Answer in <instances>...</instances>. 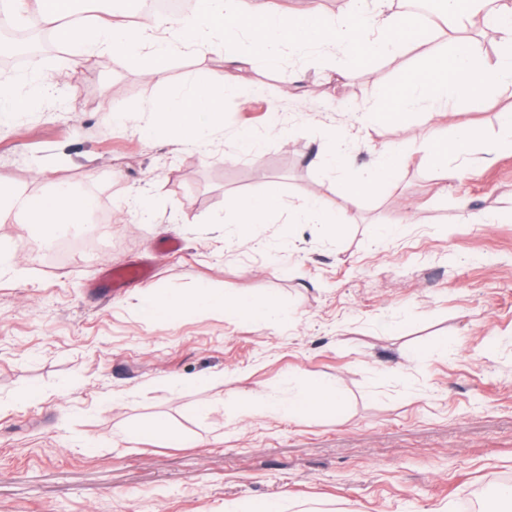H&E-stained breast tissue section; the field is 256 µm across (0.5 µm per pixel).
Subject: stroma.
Instances as JSON below:
<instances>
[{
  "label": "stroma",
  "mask_w": 512,
  "mask_h": 512,
  "mask_svg": "<svg viewBox=\"0 0 512 512\" xmlns=\"http://www.w3.org/2000/svg\"><path fill=\"white\" fill-rule=\"evenodd\" d=\"M75 52L37 60L60 85L0 123V176L29 194L63 183L89 197L103 244L36 258L31 225L0 223L20 269L0 277V512H248L280 496L285 512H459L465 491L512 475V221L500 219L512 212V150L495 148L512 95L361 130L353 109L376 105L415 54L329 79L321 60L288 56L240 72L262 94L225 98L224 129L201 154L145 138L144 107L196 69L221 77L223 58L176 55L159 84L143 75L148 54L76 70ZM292 70L306 79L285 96ZM275 118L284 135L265 136ZM327 124L351 132L353 170L313 163ZM463 128L477 132L480 164L447 189L415 161L381 195L353 207L341 195L384 145ZM245 131L259 138L248 153ZM272 184L283 202L314 192L347 219L292 230L278 216L244 246L237 225L212 223L227 197ZM138 198L153 222L136 218ZM142 260L147 283L99 288L104 268ZM202 285L274 298L286 317L191 309L169 322L142 310L152 289ZM311 377L342 389L340 410L277 417L254 401L288 399ZM157 419L179 444L147 434Z\"/></svg>",
  "instance_id": "obj_1"
}]
</instances>
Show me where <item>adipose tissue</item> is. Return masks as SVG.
Wrapping results in <instances>:
<instances>
[{
	"instance_id": "1",
	"label": "adipose tissue",
	"mask_w": 512,
	"mask_h": 512,
	"mask_svg": "<svg viewBox=\"0 0 512 512\" xmlns=\"http://www.w3.org/2000/svg\"><path fill=\"white\" fill-rule=\"evenodd\" d=\"M363 0H347L345 10L336 16L314 11L290 12L275 0H201L198 11L190 14H148L134 25L113 19L117 9L108 6L105 14L92 16L79 25H63L59 19L68 11V0H39L36 11L26 21L37 28L54 29L57 38L78 46L71 61L81 68L88 59L106 60L123 53L139 55L150 49L148 79L161 78L171 57L194 52L224 59V75L213 82L205 72L193 75L180 89L156 99L149 107L150 136L169 144L199 145L214 131L223 129L225 94L240 92L241 69H274L282 52L298 56L322 55L332 74H345L362 54L375 51L397 55L414 51L417 64L401 78L398 89L383 103L391 117L426 108L428 117L445 115L449 103L459 102L478 110L487 94L512 84V0H493L490 11H482V0H444L450 20L447 30L450 47L438 53L430 49L414 14L394 7V0H375L374 12H366ZM500 35L495 59L483 57L474 36L485 27ZM408 160L400 144L381 151L372 172L360 180L343 182L348 205L389 186L393 173ZM224 210L234 217L240 234L250 226L268 223L283 210L276 187L248 196L227 198ZM85 198L59 185L44 194H22L0 176V221L24 218L36 224L43 240L58 236L62 229H73L87 221ZM145 311L157 319H171L189 309L217 308L240 318L265 321L277 318L280 308L270 299L229 296L208 288L193 294L157 290L144 299ZM342 404L339 387L321 379L309 380L304 390L287 403H268L273 415L337 408Z\"/></svg>"
}]
</instances>
